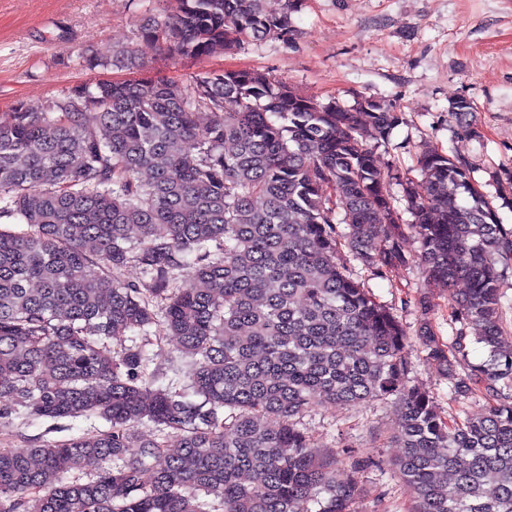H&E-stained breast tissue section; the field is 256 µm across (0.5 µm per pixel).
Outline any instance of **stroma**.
<instances>
[{
	"instance_id": "1",
	"label": "stroma",
	"mask_w": 512,
	"mask_h": 512,
	"mask_svg": "<svg viewBox=\"0 0 512 512\" xmlns=\"http://www.w3.org/2000/svg\"><path fill=\"white\" fill-rule=\"evenodd\" d=\"M174 6V0H0V113L18 100L38 112L74 85L128 79L117 69L88 70L82 58L88 48L106 58L136 45L154 74L182 80L219 69H260L303 97H336L348 106L361 97L395 103L403 121L377 151L382 166L413 177L423 145L452 153L512 227V0H303L289 41L171 60L135 33L145 13ZM459 98L473 103V132H463L450 110ZM404 250L407 264L388 277L372 276L356 261L352 272L402 324L410 384L433 397L445 415H481L485 400L455 399L447 376L426 359L417 336L425 315L417 302L429 301L426 316L436 334L448 338V288L423 273L414 237H406ZM133 341L147 345L144 374L153 385L177 391L187 385L190 360L174 337L159 329ZM399 419L400 407L391 399L356 406L319 402L301 419L314 447L334 453L337 479L348 476L347 451L371 458L372 467L360 475L359 512L408 510L412 492L391 475L400 454L393 440ZM105 427L104 420L79 418L67 430L50 432L19 415L0 428V448L90 436Z\"/></svg>"
}]
</instances>
